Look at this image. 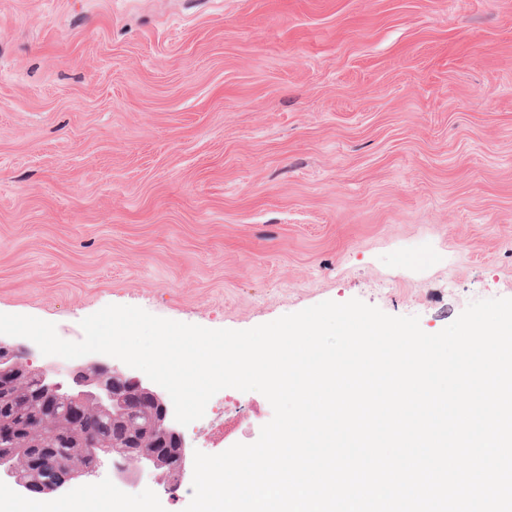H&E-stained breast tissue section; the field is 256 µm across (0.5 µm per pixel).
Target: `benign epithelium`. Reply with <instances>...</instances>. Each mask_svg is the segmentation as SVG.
<instances>
[{
  "label": "benign epithelium",
  "instance_id": "obj_1",
  "mask_svg": "<svg viewBox=\"0 0 512 512\" xmlns=\"http://www.w3.org/2000/svg\"><path fill=\"white\" fill-rule=\"evenodd\" d=\"M29 355L28 348L0 339V391L11 389L20 376L29 371ZM53 372L55 368L51 365L32 370L37 385L38 415L45 421L60 403L71 405L81 414L130 415L138 410L139 399H145L150 406L149 430L155 437L156 447L140 446L137 438H131V454L115 463V476L133 486L142 475L149 474L166 493L177 490L178 478L187 473L191 464V447L172 419L168 400L162 392L97 358L70 370L71 386L67 390L53 380ZM109 458L108 453L97 454L88 467H62L51 480H31L26 478L28 472L42 469L44 462L36 449L0 448V483L21 486L34 495H49L95 476L103 461Z\"/></svg>",
  "mask_w": 512,
  "mask_h": 512
}]
</instances>
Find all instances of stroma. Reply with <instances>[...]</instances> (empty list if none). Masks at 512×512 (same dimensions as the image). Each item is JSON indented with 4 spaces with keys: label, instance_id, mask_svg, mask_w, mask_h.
I'll return each instance as SVG.
<instances>
[{
    "label": "stroma",
    "instance_id": "1",
    "mask_svg": "<svg viewBox=\"0 0 512 512\" xmlns=\"http://www.w3.org/2000/svg\"><path fill=\"white\" fill-rule=\"evenodd\" d=\"M429 334L512 298V0H0V313ZM273 410L224 391L218 454ZM111 466L49 495L103 512Z\"/></svg>",
    "mask_w": 512,
    "mask_h": 512
}]
</instances>
